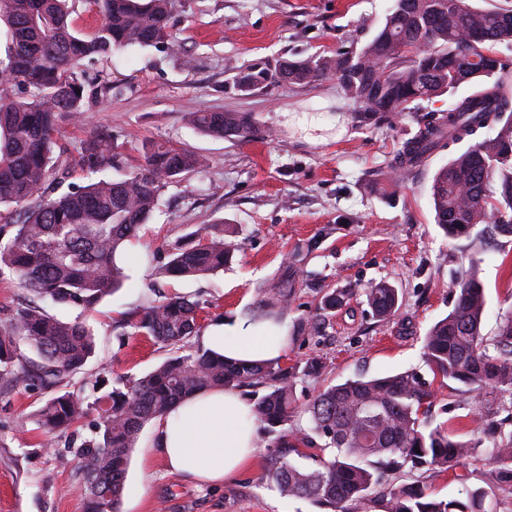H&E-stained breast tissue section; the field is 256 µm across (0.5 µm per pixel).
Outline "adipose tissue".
Returning a JSON list of instances; mask_svg holds the SVG:
<instances>
[{
	"mask_svg": "<svg viewBox=\"0 0 512 512\" xmlns=\"http://www.w3.org/2000/svg\"><path fill=\"white\" fill-rule=\"evenodd\" d=\"M225 357L269 361L288 344L285 330L246 319L211 325L202 338ZM156 446L166 466L191 481L221 484L247 465L259 434L254 406L237 392L215 389L196 394L155 422Z\"/></svg>",
	"mask_w": 512,
	"mask_h": 512,
	"instance_id": "1",
	"label": "adipose tissue"
}]
</instances>
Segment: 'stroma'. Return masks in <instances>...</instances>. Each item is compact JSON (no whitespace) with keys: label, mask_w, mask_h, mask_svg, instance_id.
<instances>
[{"label":"stroma","mask_w":512,"mask_h":512,"mask_svg":"<svg viewBox=\"0 0 512 512\" xmlns=\"http://www.w3.org/2000/svg\"><path fill=\"white\" fill-rule=\"evenodd\" d=\"M392 0H188L169 22L179 51L131 48L84 60L78 73L97 88L85 112L63 117L58 144L74 149L102 139L116 155L105 177L118 178L143 162L151 142L206 157L200 172L170 184L146 226L126 249L127 280L94 310L52 307L62 320L90 325L96 352L84 370L65 379L81 391L98 377L137 379L161 363L168 347L134 335L128 317L154 301L179 295L199 301V325L261 316L265 286L286 264L296 270L294 292L280 323L288 345L279 359L291 367L322 362L319 374L300 377L296 402L306 405L331 384L416 369L427 329L453 306L454 281L473 252L451 240L434 220L430 185L438 167L460 152L434 151L387 195L374 192L404 142L454 103L446 94L376 124L356 120L353 103L335 81L274 84L251 94L232 86L237 70L281 58L303 59L361 47L385 20ZM201 111L248 112L255 125L244 140L198 132ZM237 225L240 249L224 271L197 279L159 278L176 242L202 224ZM489 311L485 332L512 309V236L495 237L482 255ZM384 280L399 291L389 320L373 317L362 288ZM346 291L341 307L319 330L298 332L316 316L327 289ZM47 397L42 386L0 380V512H87L83 477L71 449L97 422L89 411L78 426L43 433L34 414ZM512 411L497 392L458 395L455 383L438 388L433 417L451 422L461 438L487 440L490 426ZM272 438L234 480L194 484L163 464L152 426L141 431L127 467L120 512H320L309 499L281 495L260 477ZM467 482H459L457 474ZM490 466L475 455L454 472L427 479L439 497L463 485L490 486Z\"/></svg>","instance_id":"1"}]
</instances>
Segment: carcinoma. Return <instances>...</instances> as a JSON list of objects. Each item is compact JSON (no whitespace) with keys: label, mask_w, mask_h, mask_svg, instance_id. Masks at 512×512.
<instances>
[{"label":"carcinoma","mask_w":512,"mask_h":512,"mask_svg":"<svg viewBox=\"0 0 512 512\" xmlns=\"http://www.w3.org/2000/svg\"><path fill=\"white\" fill-rule=\"evenodd\" d=\"M93 3L102 20L85 35L69 20L66 0H0V18L9 28L0 57V206L16 212V220L0 224V278L9 275L38 297L83 311L121 287L125 274L119 258L165 188L206 165L193 152L154 143L143 164L123 178L54 193L72 162L66 150H56L59 118L85 111L89 98L78 64L133 46L177 48L169 21L182 0ZM500 43H512L511 8L394 0L383 25L360 49L252 65L237 71L232 84L249 94L272 83L307 85L331 78L365 124L469 86V94L448 113L403 144L388 163V182H398L438 148L474 140L438 169L430 198L444 234L466 238L477 249L485 228L491 237L512 236V71L490 53ZM12 86L27 95H10ZM192 122L201 133L225 139H245L253 129L250 116L239 112H197ZM78 163L95 173L112 166L114 156L92 141L80 147ZM238 250L226 225L204 224L172 248L159 274L207 276L224 269ZM480 264L473 259L461 271L452 309L423 336L422 357L434 375L462 385L464 393L490 387L512 397V312L500 316L495 336L487 339ZM264 294V317L274 320L288 302V283ZM363 295L382 320L399 309L398 290L385 281L371 284ZM344 299V293L329 290L320 311L334 312ZM199 310V302L172 296L138 313L135 332L171 347V355L139 379L111 384L97 378L88 395L63 390L60 383L93 357L90 326L62 321L30 304L0 325V380L51 389L36 413L39 428L65 430L89 409L98 411L92 436L76 448L89 512H118L141 430L181 400L213 388L248 389L267 432L278 433L297 414L298 374L322 369L315 359L298 371L277 360L252 363L206 349L186 352L182 343L199 331ZM23 346L36 353V364L28 365ZM434 396L432 383L414 370L330 385L304 409L309 429L297 430L288 445L276 442L262 478L280 494L309 498L328 512H359L386 474L410 473L416 479L382 488L385 512H485L481 487L467 486L463 496L450 499L426 491L427 474L455 469L480 447L433 424ZM297 443L321 454L310 464L296 463L289 455ZM486 453L494 465L492 480L512 490V432L498 433Z\"/></svg>","instance_id":"carcinoma-1"}]
</instances>
